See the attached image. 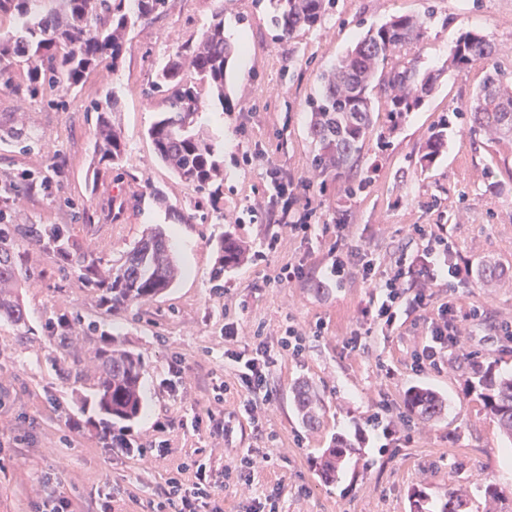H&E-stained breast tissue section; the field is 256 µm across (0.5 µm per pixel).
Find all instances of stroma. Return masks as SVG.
Returning <instances> with one entry per match:
<instances>
[{"label":"stroma","mask_w":512,"mask_h":512,"mask_svg":"<svg viewBox=\"0 0 512 512\" xmlns=\"http://www.w3.org/2000/svg\"><path fill=\"white\" fill-rule=\"evenodd\" d=\"M224 12L229 40L247 39V66L231 63L227 89L239 102L223 111L217 98L206 112L217 119L209 134L224 166L223 184L197 193L153 153L148 128L166 109L164 94L151 91L158 65L194 41L216 10ZM400 15L425 19L412 48L417 65L440 77L422 105L389 131L383 99H376L373 124L352 176L366 180L362 192L346 196L342 182L312 172L314 146L308 132L309 101L320 90V73L363 37L369 27ZM485 35L495 62L512 73V0H330L321 25L283 38L271 20L270 0H169L167 12L137 28L132 50L118 68L99 66L84 85H64L32 99L24 94L25 70L0 84V119L21 115L37 138L29 150L0 139V222L66 224L85 248L116 260L148 228L181 232L171 250L182 274L174 286L140 307L108 316L73 271L57 272L51 255L20 243L27 266L45 277L19 290L25 325L0 319V512H35L39 496L69 495L74 512H98V493L127 489L117 512H150L149 503L176 467L190 458L214 472L234 466L250 448L272 459L254 474L253 494L280 487L279 512H410L413 493H423L428 512H439L449 492L462 494L466 512H485L486 482L504 497L500 512H512V446L486 411L473 386L474 363H492L512 374V337L498 327L512 321V144L473 130L464 109L484 76L482 66L455 69L449 49L466 31ZM115 93L112 120L126 144L122 168L93 179L96 115L93 100ZM460 114L448 128V147L432 163L421 162L422 146L442 116ZM54 169L48 191L16 186L19 173ZM286 184L299 205L312 211L311 234L288 233L270 198ZM447 239L460 262L463 281L440 278L426 307L401 316L393 328L367 321L362 312L373 288L362 277L372 261L376 278L411 265L401 286L414 295L423 267L443 265L444 254L422 251L420 232ZM232 233L249 247L238 267L215 274V243ZM345 265L333 276L335 259ZM502 276L483 282L484 262ZM303 275L286 279L289 267ZM463 316V354L442 370L411 368L415 350L429 340L440 306ZM67 317L101 322L113 337L140 353L145 372L143 408L133 421L90 426L94 409L79 412V385L66 366L49 363L48 326ZM322 335H315L316 324ZM305 338V351L285 353L272 367L268 392L255 401L263 416L253 424L242 412L243 395L233 364L224 358V332L232 330L239 352L259 342L276 344L288 326ZM360 336L362 346L346 342ZM180 372H173V360ZM224 381L226 439L210 437L195 424L211 388ZM311 383L322 399L319 423L298 415L293 388ZM415 385L438 391L445 410L427 421L406 406ZM385 410L382 424L372 421ZM80 431H71V422ZM132 445L166 444V455L142 464L106 448L103 432ZM352 443L337 482L319 474V457L336 436Z\"/></svg>","instance_id":"35a3bbf8"}]
</instances>
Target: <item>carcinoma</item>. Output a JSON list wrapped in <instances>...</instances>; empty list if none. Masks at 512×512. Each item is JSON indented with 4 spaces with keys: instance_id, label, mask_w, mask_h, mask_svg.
Segmentation results:
<instances>
[{
    "instance_id": "obj_1",
    "label": "carcinoma",
    "mask_w": 512,
    "mask_h": 512,
    "mask_svg": "<svg viewBox=\"0 0 512 512\" xmlns=\"http://www.w3.org/2000/svg\"><path fill=\"white\" fill-rule=\"evenodd\" d=\"M169 0H0V17L15 21L13 30L0 33V79L9 81L16 67L26 70L25 92L31 98L57 83L77 87L102 63L117 67L132 45L136 28L159 18ZM274 22L281 37L291 38L301 29L321 24L326 0H272ZM423 35V21L413 15L397 16L367 30L336 65L321 75L322 89L310 104L309 133L314 143L312 167L318 177L339 178L353 168L362 152L372 123L371 92L386 96V112L392 124L418 108L438 75L420 73L415 59L407 58L409 46ZM234 46L224 37V9L216 11L194 43L181 46L155 74L154 85L167 92L164 115L149 129L156 157L179 179L196 191L209 189L221 178L222 168L207 130L199 125L204 111L198 91H209L232 112L238 102L224 90L226 71ZM495 50L486 36L468 31L450 50V66L458 69L476 64L485 70L473 104L470 122L497 141L512 142V85L493 61ZM118 99L107 96L94 105L97 113L95 171L117 167L124 161L126 145L112 125ZM445 119L426 141L421 160L431 161L445 145ZM0 131L26 146L34 144L25 125L0 123ZM21 234L28 244L78 273L97 304L117 314L157 297L175 281L178 268L160 229L147 233L117 262L77 249L65 224H16L0 226V316L16 325L25 324V310L17 293L22 278L21 254L13 236ZM219 270L233 267L244 258L245 247L231 234L218 245ZM49 341L64 351L86 335L80 321L66 318L49 326ZM90 367L73 360L69 374L76 383L94 391L99 410L117 420H131L141 411L140 387L143 363L138 354L114 349L110 343L94 348ZM486 410L512 439V375L502 376L493 365L473 371ZM294 402L302 421L312 426L322 406L313 386L294 388ZM407 406L425 420L441 414L444 402L435 391L421 386L408 389ZM349 446L333 439L320 460L322 475L334 480Z\"/></svg>"
}]
</instances>
